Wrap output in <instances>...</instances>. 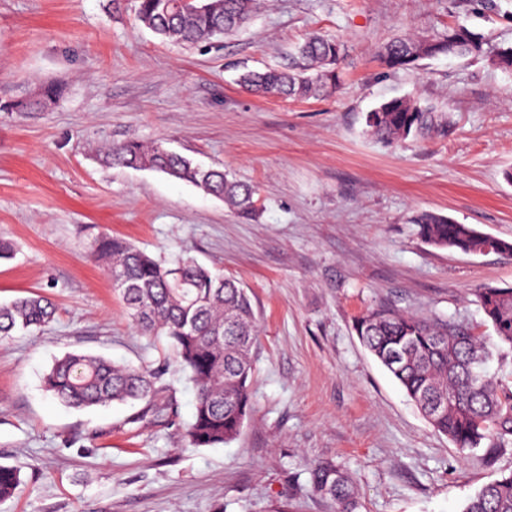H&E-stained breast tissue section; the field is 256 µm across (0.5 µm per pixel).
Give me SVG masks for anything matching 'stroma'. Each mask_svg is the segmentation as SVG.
I'll list each match as a JSON object with an SVG mask.
<instances>
[{
	"mask_svg": "<svg viewBox=\"0 0 512 512\" xmlns=\"http://www.w3.org/2000/svg\"><path fill=\"white\" fill-rule=\"evenodd\" d=\"M137 0H0V302L40 295L44 330L0 339V464L20 469L0 512H329L310 472L336 463L357 484V512H463L512 472L459 454L361 344L356 319L385 306L485 329L475 301L512 284V255L427 245L415 218L434 212L512 242V0H271L237 34L185 47L136 18ZM463 25L480 55L390 68L380 44ZM343 41L332 95L258 97L248 70L294 66L306 36ZM411 96L439 110L434 130L386 145L366 114ZM160 142L220 165L256 189L258 212L164 174L101 165L98 145ZM110 234L172 261L237 278L259 320L252 409L240 436L189 450L194 394L167 342L138 334L101 264ZM101 355L164 369L174 413L143 404L69 408L42 387L55 358ZM62 89L56 85L44 87L38 96L18 101H11L3 106L6 110H16L17 112H35L43 108L48 102L58 97Z\"/></svg>",
	"mask_w": 512,
	"mask_h": 512,
	"instance_id": "1",
	"label": "stroma"
}]
</instances>
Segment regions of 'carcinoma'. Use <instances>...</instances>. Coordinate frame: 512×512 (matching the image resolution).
<instances>
[{
	"instance_id": "1",
	"label": "carcinoma",
	"mask_w": 512,
	"mask_h": 512,
	"mask_svg": "<svg viewBox=\"0 0 512 512\" xmlns=\"http://www.w3.org/2000/svg\"><path fill=\"white\" fill-rule=\"evenodd\" d=\"M265 0H138L137 19L162 40L200 45L247 25ZM481 38L462 25L432 36L400 34L385 42L379 56L391 68L425 58L468 57L482 52ZM305 64L294 72L268 68L248 71L241 83L254 93L306 98L336 89V65L344 49L335 38L312 36L297 47ZM61 88L44 87L38 96L4 105L6 110L35 112L58 97ZM437 108L400 97L368 112L366 133L394 144L435 127ZM100 160L161 172L219 198L243 217L255 212L253 186L231 179L221 167L204 168L163 144L138 140L109 143ZM422 240L437 249L481 255L493 246L512 253V243L489 236L448 217L423 212L416 218ZM90 257L106 266L132 321L143 336L169 340L178 370L192 384V420L184 438L191 448H213L241 434L252 407L250 382L258 341L251 298L236 278L215 274L193 261L165 263L116 237H100ZM477 303L494 336L474 327L391 311L368 310L355 323L363 345L398 380L433 429L464 454L476 449L493 457L512 448V378L491 376L486 364L497 344L512 348V286L486 285ZM55 306L39 296L0 303V337L50 324ZM164 372L131 367L109 359L69 353L44 377L54 398L73 408L141 401L156 415L171 409ZM19 472L0 465V500L16 494ZM313 491L329 501L333 512H355L357 493L348 475L332 462L312 472ZM463 512H512V472L485 485Z\"/></svg>"
}]
</instances>
